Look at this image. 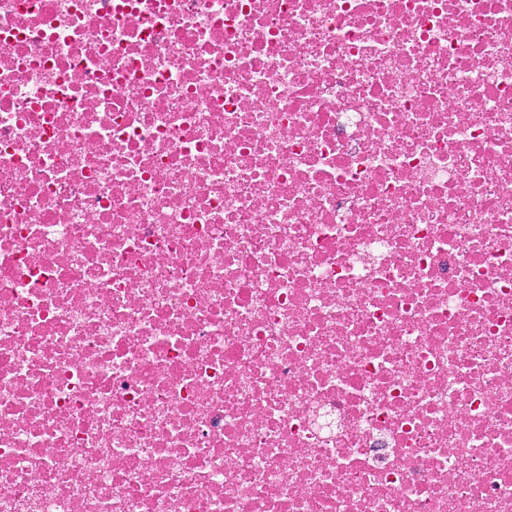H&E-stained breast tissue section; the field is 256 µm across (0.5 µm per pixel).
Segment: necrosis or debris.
Returning <instances> with one entry per match:
<instances>
[{
	"mask_svg": "<svg viewBox=\"0 0 512 512\" xmlns=\"http://www.w3.org/2000/svg\"><path fill=\"white\" fill-rule=\"evenodd\" d=\"M0 512H512V0H0Z\"/></svg>",
	"mask_w": 512,
	"mask_h": 512,
	"instance_id": "4bbe7bcc",
	"label": "necrosis or debris"
}]
</instances>
